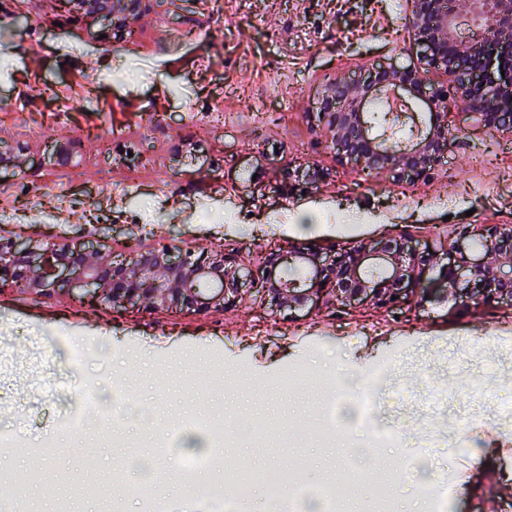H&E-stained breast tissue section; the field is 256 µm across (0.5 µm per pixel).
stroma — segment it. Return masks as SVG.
I'll use <instances>...</instances> for the list:
<instances>
[{
    "label": "stroma",
    "mask_w": 512,
    "mask_h": 512,
    "mask_svg": "<svg viewBox=\"0 0 512 512\" xmlns=\"http://www.w3.org/2000/svg\"><path fill=\"white\" fill-rule=\"evenodd\" d=\"M410 0H151L132 32L60 9L0 0V235L238 250L262 272L273 248L322 253L403 232L450 243L461 225L512 224V134L455 107L451 150L420 179L339 162L310 122L325 85L370 65L419 66ZM67 161H60V151ZM21 168H14V161ZM320 169L314 184L298 167ZM48 337L35 349L31 338ZM512 340V305L451 309L429 292L403 313L329 303L274 312L240 300L204 312L110 308L0 286V483L21 512H148L130 493L144 471L171 512H209L228 471L275 470L350 512L390 490L392 512H427L408 469L440 462L405 445L337 455L324 401L379 363L416 398L444 387L456 409L473 394L512 393V358L449 373L474 347ZM98 388L125 408L71 427V392ZM239 423L209 467L182 474L166 447L186 420ZM469 455L452 460L451 512H490L507 484L512 432L450 423ZM265 432L255 442L254 429Z\"/></svg>",
    "instance_id": "obj_1"
}]
</instances>
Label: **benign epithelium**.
<instances>
[{"instance_id":"7a95c632","label":"benign epithelium","mask_w":512,"mask_h":512,"mask_svg":"<svg viewBox=\"0 0 512 512\" xmlns=\"http://www.w3.org/2000/svg\"><path fill=\"white\" fill-rule=\"evenodd\" d=\"M87 18L126 26L148 0H58ZM478 15L483 40L463 46L454 34L455 13L437 0H412L409 20L419 57L441 70L453 86L427 82L411 66L366 69L358 81L336 78L326 86L316 119L333 134L341 162L395 178L425 176L448 150L446 122L453 104L474 109L486 125L512 132V73H501L503 53L512 51V0H466ZM383 105L388 124L368 122L367 107ZM448 258L438 274L433 256ZM285 265L261 277L236 253L195 255L173 246L140 247L103 255L86 243H36L0 238V285L37 294L80 289L102 304L162 306L199 312L233 305L256 292L278 309L299 310L328 301L392 308L430 287L467 304L512 299V225L493 224L456 233L447 247L418 251L407 236L375 246H357L332 255L295 248L267 254L266 266Z\"/></svg>"}]
</instances>
